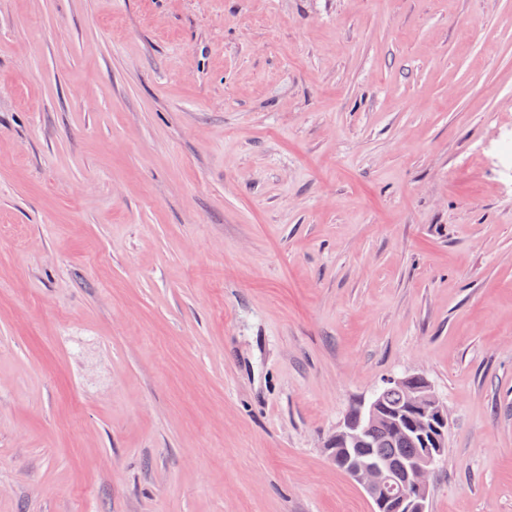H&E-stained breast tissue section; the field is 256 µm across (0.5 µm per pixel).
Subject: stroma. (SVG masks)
<instances>
[{
    "instance_id": "stroma-1",
    "label": "stroma",
    "mask_w": 512,
    "mask_h": 512,
    "mask_svg": "<svg viewBox=\"0 0 512 512\" xmlns=\"http://www.w3.org/2000/svg\"><path fill=\"white\" fill-rule=\"evenodd\" d=\"M512 0H0V512H512ZM426 380L413 377L407 386H387L377 396L379 418L371 428L366 427L361 406L350 409L344 416L350 425L360 424L367 428L368 436L359 448H340L331 440L327 448L336 468L348 475L351 470V458H359L365 464L355 466L351 471L372 504V511L386 501L382 510L377 512H404L402 502L408 511L424 512L425 500L431 488L430 478L435 471L437 456L447 447L448 416L445 407L439 401L432 387L421 393H410L407 408L412 416L397 422L401 430L412 431L419 436L431 435L435 448H425L424 453L409 465L405 481H400L393 470L384 461H410L423 449V443L413 434H401L394 431L392 420L404 412L406 393L411 388L422 387ZM376 462V463H373ZM392 498V499H390Z\"/></svg>"
}]
</instances>
